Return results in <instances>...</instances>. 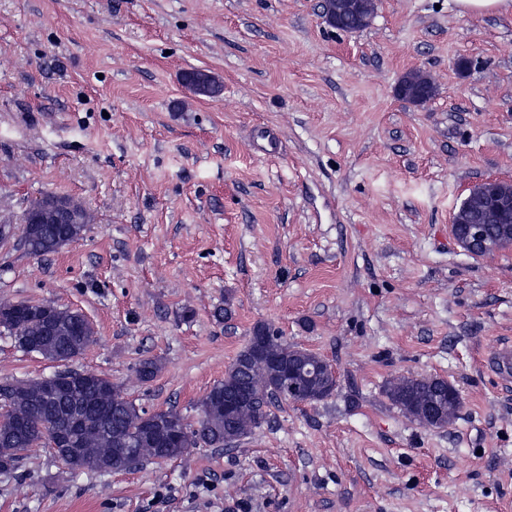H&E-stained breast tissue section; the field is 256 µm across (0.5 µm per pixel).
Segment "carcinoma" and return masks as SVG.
<instances>
[{
    "label": "carcinoma",
    "instance_id": "carcinoma-1",
    "mask_svg": "<svg viewBox=\"0 0 512 512\" xmlns=\"http://www.w3.org/2000/svg\"><path fill=\"white\" fill-rule=\"evenodd\" d=\"M408 76L416 95L407 94L404 99L413 101L418 96L426 101L433 97L434 87L428 77L418 71ZM74 205L84 223L43 224L36 237L31 228L23 230L22 241L31 254L55 252L60 240L73 242L81 237L89 215L80 202ZM482 206V200L477 198L454 216L453 233L457 241L475 257L504 250L512 244L511 223L480 225L484 245H470L465 225ZM19 305L3 331L27 353L66 362L94 342L87 334L84 315L78 311L55 306L54 321L47 327L31 313L38 304L21 301ZM250 335L266 337L271 360L244 363L253 351L252 344L246 343L224 372V380L214 384L200 401L201 418L195 425L173 409L147 411L125 398L111 379L93 372L66 368L47 377L1 384L0 398L7 403L8 410L0 421V474L16 473L31 449L49 445L54 431L69 427L78 416L84 426L75 453L67 448L53 449L57 458L70 457L65 466L73 473L130 470L145 462L159 464L181 458L193 448L236 445L268 422L270 406L288 400L282 364L305 360L311 365L321 360V356L308 350L303 352L289 343L268 323L255 324ZM159 370L156 361L143 359L136 374L140 382L147 383ZM297 382L303 390L320 395L322 401L337 388V379L330 374H318L311 380L299 378ZM244 385L251 389L252 397L230 418L224 412V403ZM448 387L450 383L444 378L413 376L388 382L383 393L392 405L417 422L426 404L448 400Z\"/></svg>",
    "mask_w": 512,
    "mask_h": 512
}]
</instances>
